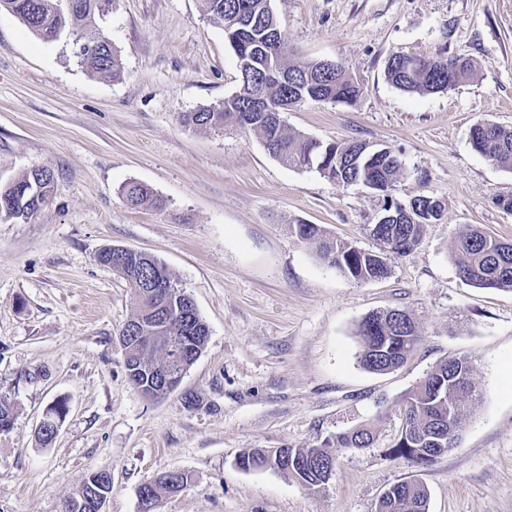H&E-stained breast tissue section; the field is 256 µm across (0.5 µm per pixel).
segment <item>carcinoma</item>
Returning <instances> with one entry per match:
<instances>
[{"instance_id":"obj_1","label":"carcinoma","mask_w":512,"mask_h":512,"mask_svg":"<svg viewBox=\"0 0 512 512\" xmlns=\"http://www.w3.org/2000/svg\"><path fill=\"white\" fill-rule=\"evenodd\" d=\"M60 0H0V8L13 13L34 35L43 41H70L74 38L90 44L78 62L103 79L117 76L122 63L112 42L95 29V15L109 0H74L72 8L58 9ZM204 14L224 25L225 37L233 49L240 75L239 90L219 106H208L181 115V121L197 128H219L243 123L258 132L268 153L293 168L315 170L330 181L344 185H371L383 196L382 210L401 206H422L425 196L418 195L403 203L392 192L404 164L399 154L377 158L362 151L363 142L352 139L323 143L301 133H288L274 121L272 110L287 111L308 101H332L351 105L362 94V87L339 67L334 73L322 70L318 61L291 58L285 42L273 46L266 33L279 30L270 0H200ZM474 62L469 58L441 54L391 55L385 65L388 81L405 92L436 93L452 89L470 78ZM472 146L481 155L498 163H512V128L479 122L470 130ZM55 174L49 166H36L8 186L0 188V208L20 207L21 216L37 211L46 201ZM131 209H161L166 202L146 185L130 181L121 189ZM425 224H370L367 231L378 241L382 251L372 253L327 236L317 224L289 225L298 239L315 244L320 260L329 267L356 280L383 278L389 274L391 259L410 252L422 237ZM451 257L458 275L480 288L512 290V243H505L478 228L459 234L453 241ZM166 266L151 255L131 254L118 273L132 293L154 279L157 269ZM168 305L175 313L169 335L190 344L191 350L205 346L209 329L198 311L188 308V298L173 297ZM360 361L372 372L394 370L415 353L420 334L411 314L388 310L365 317L358 326ZM125 367H140L133 381L143 395L157 398L154 376L147 373L152 365L165 359L162 350L145 348L135 337L124 340ZM473 361L468 356L438 364L406 396L404 426L389 456L402 458L418 466H428L442 456V449L456 447L465 429L469 408L477 397L473 380ZM374 442L373 429L362 426L339 433L316 448H281L270 456L268 450L254 448L237 458L243 470L273 469L296 479L305 488L317 492L324 471L336 465L338 452L344 448H368ZM187 477L179 472L162 473L147 486L146 493L156 503L165 495L181 492ZM103 487L93 482L72 494L63 512H96L95 503ZM376 512H427V493L418 482H400L381 496Z\"/></svg>"}]
</instances>
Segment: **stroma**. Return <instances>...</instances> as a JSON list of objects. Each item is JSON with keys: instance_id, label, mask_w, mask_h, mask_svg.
<instances>
[{"instance_id": "obj_1", "label": "stroma", "mask_w": 512, "mask_h": 512, "mask_svg": "<svg viewBox=\"0 0 512 512\" xmlns=\"http://www.w3.org/2000/svg\"><path fill=\"white\" fill-rule=\"evenodd\" d=\"M298 58L341 63L355 104L307 102L287 129L328 143L359 139L399 153L394 191L440 200L444 216L359 282L324 265L289 225L323 226L374 251L367 227L383 199L272 157L249 128L205 130L180 117L239 89L237 58L200 0H111L95 22L122 61L104 81L63 43H46L0 10V187L29 168L55 172L25 219L0 216V512H61L88 475L112 489L104 512H139L159 473L187 477L157 512H376L390 486L415 480L428 512H512V291L463 281L450 258L470 228L512 242V165L470 142L475 123L512 128V0H271ZM394 53L473 59V78L409 93L385 77ZM150 186L163 209H129L120 187ZM107 246L150 254L194 300L206 346L178 390L148 398L128 380L119 333L135 311L126 281L98 263ZM403 309L421 342L377 374L357 329ZM470 356L479 395L457 448L419 467L390 459L404 398L437 364ZM68 412L49 445L47 407ZM372 425L371 447L341 451L313 492L271 469L236 464L249 448H314Z\"/></svg>"}]
</instances>
